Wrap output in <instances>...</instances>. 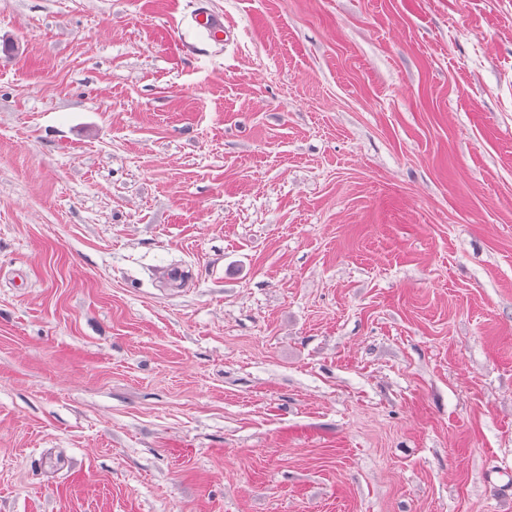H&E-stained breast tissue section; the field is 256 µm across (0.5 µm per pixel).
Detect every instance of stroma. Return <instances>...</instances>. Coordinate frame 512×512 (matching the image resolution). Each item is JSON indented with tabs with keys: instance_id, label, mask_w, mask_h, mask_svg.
<instances>
[{
	"instance_id": "1",
	"label": "stroma",
	"mask_w": 512,
	"mask_h": 512,
	"mask_svg": "<svg viewBox=\"0 0 512 512\" xmlns=\"http://www.w3.org/2000/svg\"><path fill=\"white\" fill-rule=\"evenodd\" d=\"M3 40L0 512H512V0Z\"/></svg>"
}]
</instances>
